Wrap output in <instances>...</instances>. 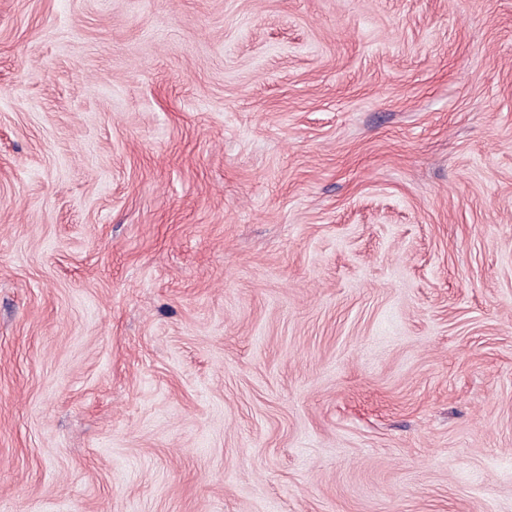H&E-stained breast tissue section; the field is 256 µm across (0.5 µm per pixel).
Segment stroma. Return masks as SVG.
I'll return each instance as SVG.
<instances>
[{
	"mask_svg": "<svg viewBox=\"0 0 512 512\" xmlns=\"http://www.w3.org/2000/svg\"><path fill=\"white\" fill-rule=\"evenodd\" d=\"M0 512H512V0H0Z\"/></svg>",
	"mask_w": 512,
	"mask_h": 512,
	"instance_id": "stroma-1",
	"label": "stroma"
}]
</instances>
